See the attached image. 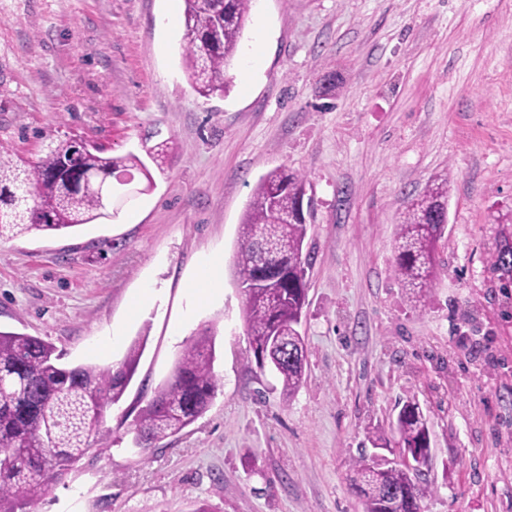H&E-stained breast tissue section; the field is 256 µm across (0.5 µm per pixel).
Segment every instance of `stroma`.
<instances>
[{
    "mask_svg": "<svg viewBox=\"0 0 512 512\" xmlns=\"http://www.w3.org/2000/svg\"><path fill=\"white\" fill-rule=\"evenodd\" d=\"M183 0H0V144L170 152L155 189L109 220L0 241V330L66 365L116 366L146 345L108 436L41 512H361L351 459H377L399 399L429 419L422 512H512V288L490 268V208L512 205V0H254L239 64L204 97L182 63ZM262 57L250 82L240 63ZM336 77L333 94L323 84ZM307 177L305 381L290 401L258 368L233 259L258 180ZM449 179L428 309L392 274L408 201ZM218 268L189 310L200 265ZM152 285L159 298L137 311ZM221 386L148 451L133 424L205 333Z\"/></svg>",
    "mask_w": 512,
    "mask_h": 512,
    "instance_id": "1",
    "label": "stroma"
}]
</instances>
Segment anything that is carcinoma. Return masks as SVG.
Listing matches in <instances>:
<instances>
[{"label":"carcinoma","mask_w":512,"mask_h":512,"mask_svg":"<svg viewBox=\"0 0 512 512\" xmlns=\"http://www.w3.org/2000/svg\"><path fill=\"white\" fill-rule=\"evenodd\" d=\"M182 60L188 80L203 96L224 95L231 65L253 0H183ZM70 140L50 142L36 162L13 158L0 146V239L55 233L112 218V204L82 184V176L136 179V193L155 187L152 172L136 155L114 157L90 145L73 155ZM307 179L286 169L262 176L247 204L234 265L245 296L249 352L260 368L280 376L283 400L305 379V355L297 330L308 306L304 252L308 224L297 216ZM448 210V177L434 179L405 207L393 239L392 272L410 304L426 309L438 275V246L445 237L440 218ZM498 225L492 271L512 278V207L493 211ZM145 338L130 345L116 367L64 366L52 343L28 334L0 331V512H40L53 487L105 436L106 412L125 394L144 350ZM209 335L188 346L171 378L134 421L133 443L145 452L180 434L211 405L219 387ZM391 423L398 436L390 452H409L427 465L431 428L418 400L398 403ZM362 512H421L431 487L416 469L397 460L351 467Z\"/></svg>","instance_id":"1"}]
</instances>
